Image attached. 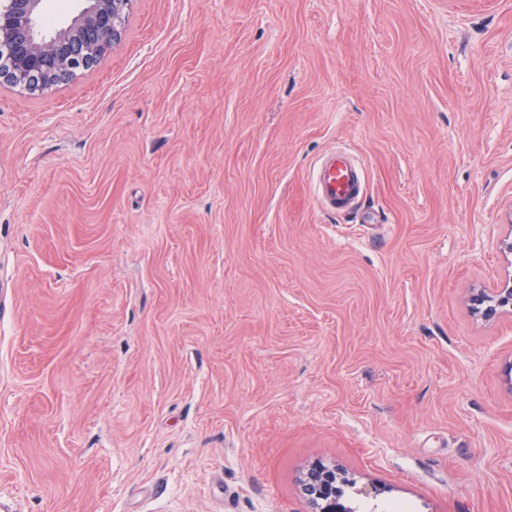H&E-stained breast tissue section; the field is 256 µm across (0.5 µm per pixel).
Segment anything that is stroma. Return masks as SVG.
<instances>
[{
    "label": "stroma",
    "mask_w": 512,
    "mask_h": 512,
    "mask_svg": "<svg viewBox=\"0 0 512 512\" xmlns=\"http://www.w3.org/2000/svg\"><path fill=\"white\" fill-rule=\"evenodd\" d=\"M123 26L0 85V512H310L316 462L359 512H512V312L470 308L512 278V0ZM314 186L325 210L350 211L365 190L364 167L345 150L331 152L317 165Z\"/></svg>",
    "instance_id": "stroma-1"
}]
</instances>
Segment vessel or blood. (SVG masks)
I'll use <instances>...</instances> for the list:
<instances>
[{
    "label": "vessel or blood",
    "mask_w": 512,
    "mask_h": 512,
    "mask_svg": "<svg viewBox=\"0 0 512 512\" xmlns=\"http://www.w3.org/2000/svg\"><path fill=\"white\" fill-rule=\"evenodd\" d=\"M314 186L325 210L349 211L365 190L364 167L347 151L331 152L319 162L314 173Z\"/></svg>",
    "instance_id": "obj_1"
}]
</instances>
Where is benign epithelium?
Segmentation results:
<instances>
[{
  "instance_id": "benign-epithelium-1",
  "label": "benign epithelium",
  "mask_w": 512,
  "mask_h": 512,
  "mask_svg": "<svg viewBox=\"0 0 512 512\" xmlns=\"http://www.w3.org/2000/svg\"><path fill=\"white\" fill-rule=\"evenodd\" d=\"M81 9L65 27L46 34L41 29L44 0H6L0 6V83L45 91L59 77L93 67L123 36V21L132 0H80ZM473 310L485 319L512 311V281L472 298ZM343 469L316 464L300 480V490L313 512H343L336 483Z\"/></svg>"
}]
</instances>
